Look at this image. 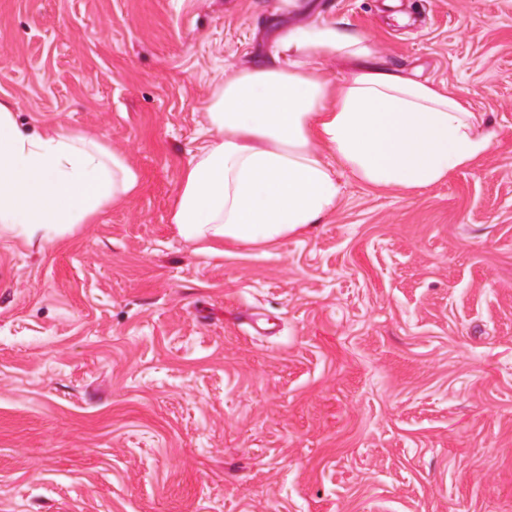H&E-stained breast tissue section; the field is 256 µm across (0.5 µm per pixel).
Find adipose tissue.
Listing matches in <instances>:
<instances>
[{"mask_svg":"<svg viewBox=\"0 0 512 512\" xmlns=\"http://www.w3.org/2000/svg\"><path fill=\"white\" fill-rule=\"evenodd\" d=\"M355 70L333 84L325 59ZM186 163L171 222L180 236L260 246L332 214L342 177L424 189L488 152L497 134L436 86L377 65L370 44L321 22L286 31L272 63L225 68ZM139 175L94 137L31 130L0 101V238L46 243L128 201Z\"/></svg>","mask_w":512,"mask_h":512,"instance_id":"1","label":"adipose tissue"}]
</instances>
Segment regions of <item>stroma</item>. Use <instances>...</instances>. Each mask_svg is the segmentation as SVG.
Returning <instances> with one entry per match:
<instances>
[{
  "label": "stroma",
  "mask_w": 512,
  "mask_h": 512,
  "mask_svg": "<svg viewBox=\"0 0 512 512\" xmlns=\"http://www.w3.org/2000/svg\"><path fill=\"white\" fill-rule=\"evenodd\" d=\"M0 0V100L127 202L0 239V512H512V0ZM333 22L497 132L426 189L196 252L170 222L229 66Z\"/></svg>",
  "instance_id": "stroma-1"
}]
</instances>
